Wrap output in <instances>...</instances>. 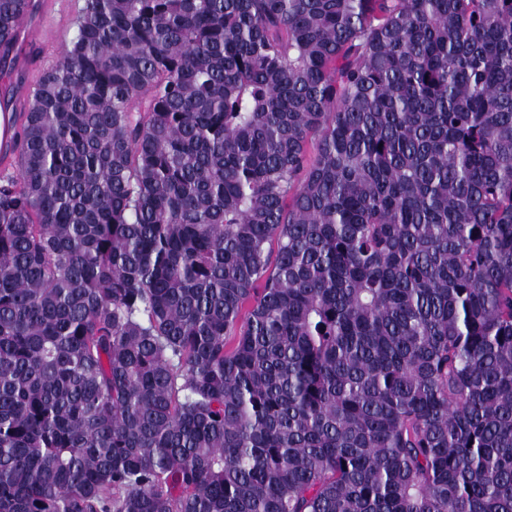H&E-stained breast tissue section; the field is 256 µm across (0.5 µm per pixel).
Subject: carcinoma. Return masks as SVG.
<instances>
[{
	"label": "carcinoma",
	"mask_w": 512,
	"mask_h": 512,
	"mask_svg": "<svg viewBox=\"0 0 512 512\" xmlns=\"http://www.w3.org/2000/svg\"><path fill=\"white\" fill-rule=\"evenodd\" d=\"M18 122L0 512H512V0H82Z\"/></svg>",
	"instance_id": "carcinoma-1"
}]
</instances>
